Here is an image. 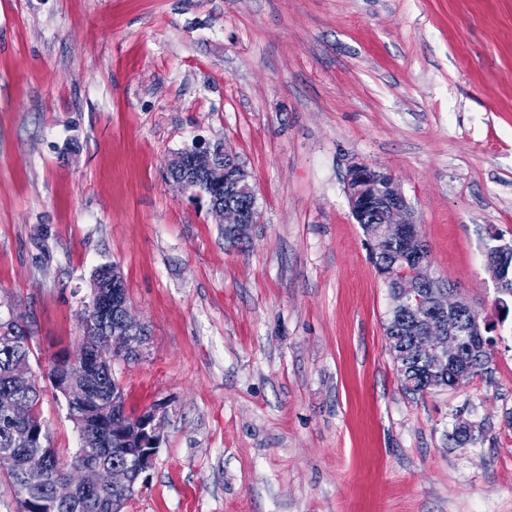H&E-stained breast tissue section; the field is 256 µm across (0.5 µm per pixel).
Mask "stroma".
<instances>
[{
    "mask_svg": "<svg viewBox=\"0 0 512 512\" xmlns=\"http://www.w3.org/2000/svg\"><path fill=\"white\" fill-rule=\"evenodd\" d=\"M199 137L251 176L239 246L167 175ZM357 164L395 176L431 275L495 324L485 377L402 389ZM494 233L512 244V0H0V319L31 323L70 458L48 375L80 353L96 269L120 267L147 340L113 369L161 438L123 512H512Z\"/></svg>",
    "mask_w": 512,
    "mask_h": 512,
    "instance_id": "obj_1",
    "label": "stroma"
}]
</instances>
